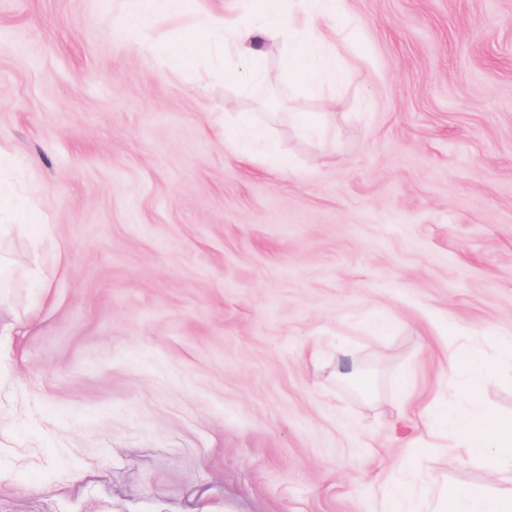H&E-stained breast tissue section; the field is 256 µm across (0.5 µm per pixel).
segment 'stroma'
<instances>
[{"instance_id":"1","label":"stroma","mask_w":512,"mask_h":512,"mask_svg":"<svg viewBox=\"0 0 512 512\" xmlns=\"http://www.w3.org/2000/svg\"><path fill=\"white\" fill-rule=\"evenodd\" d=\"M247 20L189 0L155 28ZM115 0H0V512H407L512 485L429 428L491 363L512 418V0H345L341 86L250 93L120 33ZM308 113L325 134L302 136ZM294 160L244 157L225 116ZM362 370L336 377V348Z\"/></svg>"}]
</instances>
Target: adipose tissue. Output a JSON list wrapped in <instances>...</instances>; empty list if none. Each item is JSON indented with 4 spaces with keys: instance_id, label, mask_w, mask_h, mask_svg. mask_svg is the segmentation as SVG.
<instances>
[{
    "instance_id": "ef3b65f1",
    "label": "adipose tissue",
    "mask_w": 512,
    "mask_h": 512,
    "mask_svg": "<svg viewBox=\"0 0 512 512\" xmlns=\"http://www.w3.org/2000/svg\"><path fill=\"white\" fill-rule=\"evenodd\" d=\"M343 2L266 0L267 7L256 24L241 26L233 20L211 16L187 29L177 44L161 45L160 50L173 67L181 68L214 48H222L226 54L248 63V81L253 84L261 78L256 54L263 41L283 39L294 60L285 74L288 83L319 92L335 85L340 77L336 50L320 28L326 20L341 17ZM185 9L186 0H138L137 8L125 14L122 28L140 35L152 28L157 17L178 15ZM236 143L242 151L270 158L277 172H286L291 167L289 158L275 152L266 127L243 122ZM450 367L465 376V393L472 403L468 409L449 405L442 417L455 448L490 472L512 467V419L489 414L479 405L488 365L480 356L462 348L451 358ZM434 512H512V497L492 495L483 486L447 487L439 493Z\"/></svg>"
}]
</instances>
